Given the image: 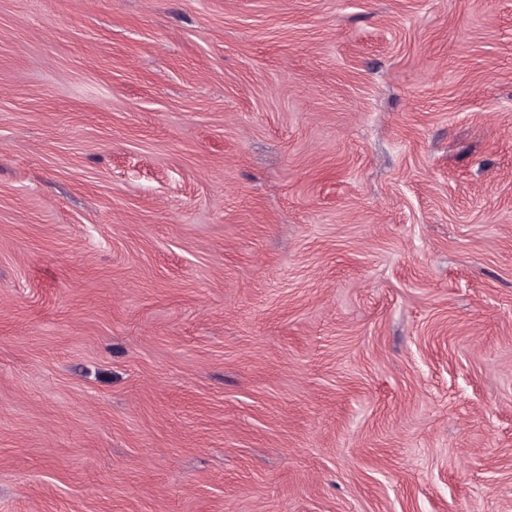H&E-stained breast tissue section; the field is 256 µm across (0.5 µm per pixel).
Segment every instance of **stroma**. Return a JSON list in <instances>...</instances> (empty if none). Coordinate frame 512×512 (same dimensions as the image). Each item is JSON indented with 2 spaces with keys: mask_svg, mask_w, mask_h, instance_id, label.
Returning <instances> with one entry per match:
<instances>
[{
  "mask_svg": "<svg viewBox=\"0 0 512 512\" xmlns=\"http://www.w3.org/2000/svg\"><path fill=\"white\" fill-rule=\"evenodd\" d=\"M0 512H512V0H0Z\"/></svg>",
  "mask_w": 512,
  "mask_h": 512,
  "instance_id": "35a3bbf8",
  "label": "stroma"
}]
</instances>
